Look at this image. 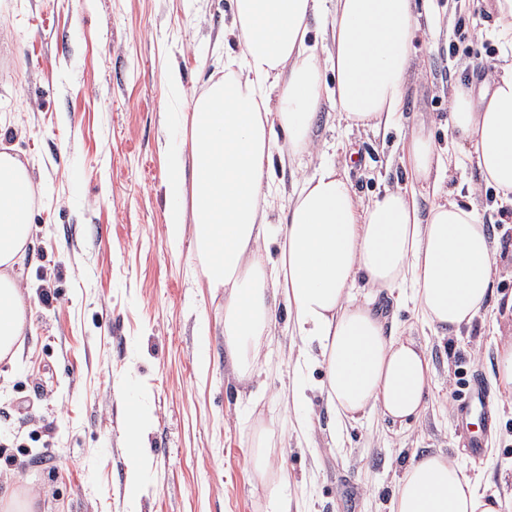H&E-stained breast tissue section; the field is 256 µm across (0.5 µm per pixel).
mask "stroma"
<instances>
[{
    "label": "stroma",
    "mask_w": 512,
    "mask_h": 512,
    "mask_svg": "<svg viewBox=\"0 0 512 512\" xmlns=\"http://www.w3.org/2000/svg\"><path fill=\"white\" fill-rule=\"evenodd\" d=\"M436 3L432 28L413 41L400 125L351 132L330 107L317 115L309 167L334 162L362 199L405 183L413 128L446 124L457 85L485 77L502 53L483 0ZM230 15L231 0H0V151L29 162L42 189L23 282L31 328L15 361H0V484L32 491L36 512H265L250 464L264 427L299 512H390L412 458L435 452L512 512V397L495 385L496 346L512 337V204L443 134L445 187L476 199L497 271L484 318L459 332L397 311L400 331L430 358L421 417L401 427L372 412L336 424L320 393L325 368L313 364L299 432L281 392L302 342L282 305L267 364L251 381L234 375L224 298L200 287L190 236L169 237L165 194L170 159L189 152L177 115L223 75ZM169 67L181 76L174 91L162 79ZM475 371L498 414L476 459L455 410ZM128 398L147 415L139 460L125 447Z\"/></svg>",
    "instance_id": "stroma-1"
}]
</instances>
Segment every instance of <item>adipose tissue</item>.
<instances>
[{"label": "adipose tissue", "instance_id": "adipose-tissue-1", "mask_svg": "<svg viewBox=\"0 0 512 512\" xmlns=\"http://www.w3.org/2000/svg\"><path fill=\"white\" fill-rule=\"evenodd\" d=\"M236 48L224 74L192 97L188 162L167 181L171 238L191 235L202 287L224 294V341L239 381L261 363L274 310L305 348L296 360L326 366L323 390L340 418L378 410L399 423L418 418L430 385L425 348L387 329L375 304L410 288L421 317L441 330L479 318L493 287L495 252L473 203L443 200L428 214L420 189L440 191L448 157L425 126L408 141L409 180L363 202L335 165L303 176L283 223L267 221L279 191L274 164L309 147L330 103L348 126L376 129L402 110L420 25L416 0H232ZM331 17L332 46L319 58L310 22ZM334 80L325 82L322 67ZM449 135L470 148L483 179L512 198V52L489 81L459 86ZM32 169L0 152V359L15 357L30 325L23 293L31 243ZM391 512H501L447 455L412 461Z\"/></svg>", "mask_w": 512, "mask_h": 512}]
</instances>
